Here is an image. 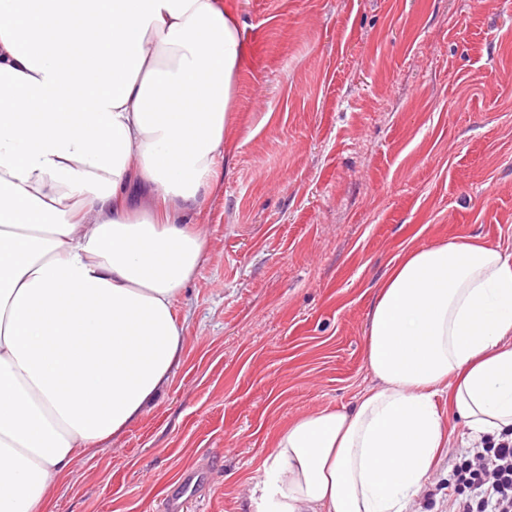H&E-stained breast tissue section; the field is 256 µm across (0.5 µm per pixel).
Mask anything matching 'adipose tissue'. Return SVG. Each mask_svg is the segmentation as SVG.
Masks as SVG:
<instances>
[{
	"label": "adipose tissue",
	"instance_id": "1",
	"mask_svg": "<svg viewBox=\"0 0 512 512\" xmlns=\"http://www.w3.org/2000/svg\"><path fill=\"white\" fill-rule=\"evenodd\" d=\"M244 43L224 0H0V512H49L185 346ZM374 384L303 415L251 512H409L449 441L512 429V253L405 248L367 322Z\"/></svg>",
	"mask_w": 512,
	"mask_h": 512
}]
</instances>
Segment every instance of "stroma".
Masks as SVG:
<instances>
[{
	"mask_svg": "<svg viewBox=\"0 0 512 512\" xmlns=\"http://www.w3.org/2000/svg\"><path fill=\"white\" fill-rule=\"evenodd\" d=\"M246 49L209 248L153 407L81 454L52 512H247L297 417L372 386L365 330L395 257L479 236L512 251V0H224ZM451 436L416 499L446 512Z\"/></svg>",
	"mask_w": 512,
	"mask_h": 512,
	"instance_id": "stroma-1",
	"label": "stroma"
}]
</instances>
